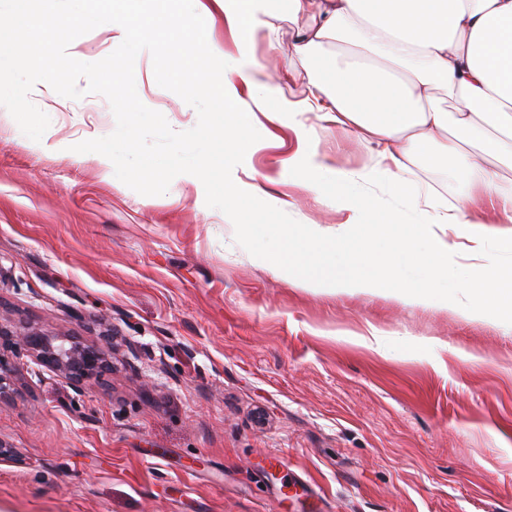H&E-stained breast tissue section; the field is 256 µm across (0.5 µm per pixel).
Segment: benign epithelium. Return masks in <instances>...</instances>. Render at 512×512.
Instances as JSON below:
<instances>
[{
	"instance_id": "obj_1",
	"label": "benign epithelium",
	"mask_w": 512,
	"mask_h": 512,
	"mask_svg": "<svg viewBox=\"0 0 512 512\" xmlns=\"http://www.w3.org/2000/svg\"><path fill=\"white\" fill-rule=\"evenodd\" d=\"M112 348L110 328L99 333V341L89 343L38 324H14L0 318V403L11 396L14 381L21 375L15 362L21 356L80 392L87 381L112 371Z\"/></svg>"
}]
</instances>
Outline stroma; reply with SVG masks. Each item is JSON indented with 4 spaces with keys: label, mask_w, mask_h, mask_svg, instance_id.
Wrapping results in <instances>:
<instances>
[{
    "label": "stroma",
    "mask_w": 512,
    "mask_h": 512,
    "mask_svg": "<svg viewBox=\"0 0 512 512\" xmlns=\"http://www.w3.org/2000/svg\"><path fill=\"white\" fill-rule=\"evenodd\" d=\"M226 51L234 38L213 0H156ZM258 39L285 98L307 94L294 28ZM119 45L99 16L69 54L99 61ZM136 91L173 130L196 110L160 87L141 52ZM50 118L42 142L0 106V306L15 321L125 341L114 370L74 393L31 376L0 404V512H512V309L466 320L384 293L301 288L250 255L207 207L195 176L141 195L75 144L112 133L99 94L71 99L37 83ZM261 139L244 167L277 208L332 228L304 153L347 174L376 146L321 113L244 99ZM379 214L418 219L412 189L365 183ZM277 468H266L270 456Z\"/></svg>",
    "instance_id": "1"
}]
</instances>
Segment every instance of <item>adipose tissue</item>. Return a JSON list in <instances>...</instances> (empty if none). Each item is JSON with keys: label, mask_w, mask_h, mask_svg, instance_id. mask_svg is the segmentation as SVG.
I'll return each mask as SVG.
<instances>
[{"label": "adipose tissue", "mask_w": 512, "mask_h": 512, "mask_svg": "<svg viewBox=\"0 0 512 512\" xmlns=\"http://www.w3.org/2000/svg\"><path fill=\"white\" fill-rule=\"evenodd\" d=\"M75 9L64 16L42 14L37 57L46 78L65 72L69 59L61 45L77 42L98 14L114 20L119 38L129 39V17H137L151 37L179 44L195 62L222 59L229 78L206 88L209 96H275L266 68L255 57L256 35L271 36L273 4L297 25L293 52L306 68L308 96L288 105L289 116L323 112L328 122L355 130L361 144L379 149L376 165L363 172L398 185L411 182L415 148L447 157L461 188L459 203L448 211L405 224L400 216L379 218L353 179L317 153L308 169L325 175L336 201L353 215L335 229H300L280 242L272 257L301 287L371 292L387 288L404 302L460 308L463 316L501 306L506 289L490 283L497 256L482 251L485 239L512 244V0H247L246 10L215 0L231 30H243L236 51L223 50L201 29L189 30L167 13L146 11L147 0H95V11ZM361 45L355 56L340 40ZM453 103L445 112L433 103L435 87ZM493 197L499 212L473 219L477 200ZM477 245L478 296L459 305L462 288L454 278L458 264L449 234Z\"/></svg>", "instance_id": "ef3b65f1"}]
</instances>
